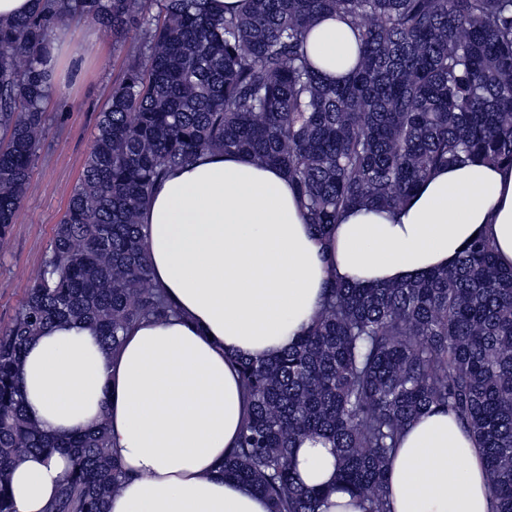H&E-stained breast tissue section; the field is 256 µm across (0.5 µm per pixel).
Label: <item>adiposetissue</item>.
<instances>
[{"label":"adipose tissue","mask_w":512,"mask_h":512,"mask_svg":"<svg viewBox=\"0 0 512 512\" xmlns=\"http://www.w3.org/2000/svg\"><path fill=\"white\" fill-rule=\"evenodd\" d=\"M358 50L356 29L338 15L306 38L331 81L347 79ZM141 223L154 283L175 315L135 323L116 351L86 323L45 329L20 367L27 414L54 437L106 421L109 450L130 474L108 512H269L263 496L220 470L245 416L240 360L293 345L329 278L408 280L450 267L484 235L512 268V168L438 169L400 208L352 207L319 237L282 170L206 153L154 185ZM296 461L302 484L327 490L323 512H363L336 479L330 443L303 439ZM71 465L61 453L21 455L10 480L16 512H48ZM386 486L391 512L495 510L476 438L444 409L403 432Z\"/></svg>","instance_id":"obj_1"}]
</instances>
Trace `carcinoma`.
Segmentation results:
<instances>
[{"label":"carcinoma","instance_id":"cac0c4a2","mask_svg":"<svg viewBox=\"0 0 512 512\" xmlns=\"http://www.w3.org/2000/svg\"><path fill=\"white\" fill-rule=\"evenodd\" d=\"M44 0L0 21V240L14 223L45 134L51 25L91 17L129 43L100 112L80 182L11 323L0 329V512L26 452L65 453L72 469L50 512H107L127 479L106 422L45 438L27 417V344L61 320L94 326L117 349L128 328L175 310L152 278L140 214L156 182L222 150L273 164L308 224L325 235L355 205L392 210L439 168L512 167V0ZM338 12L361 38L341 84L324 80L304 37ZM247 412L224 477L270 512H320L297 482L298 442L333 444L338 480L365 512H390L386 470L411 422L452 412L478 439L495 512H512V269L479 237L448 269L392 285L332 278L321 309L275 359L240 363Z\"/></svg>","mask_w":512,"mask_h":512}]
</instances>
